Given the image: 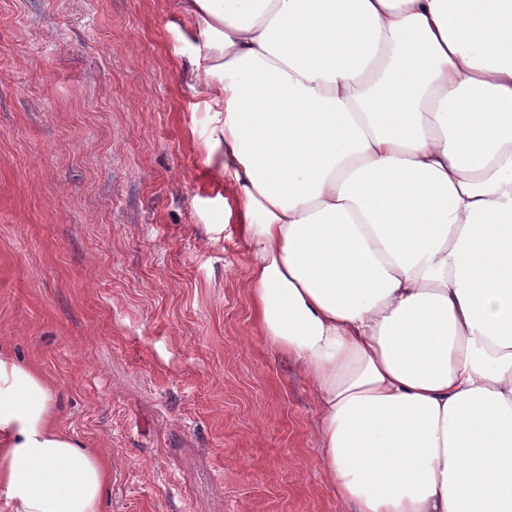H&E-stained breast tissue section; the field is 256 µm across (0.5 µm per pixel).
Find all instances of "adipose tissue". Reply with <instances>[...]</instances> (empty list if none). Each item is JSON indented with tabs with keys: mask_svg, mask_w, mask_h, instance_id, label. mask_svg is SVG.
<instances>
[{
	"mask_svg": "<svg viewBox=\"0 0 512 512\" xmlns=\"http://www.w3.org/2000/svg\"><path fill=\"white\" fill-rule=\"evenodd\" d=\"M265 343L338 512H512V0H176ZM0 344V512H100L106 461Z\"/></svg>",
	"mask_w": 512,
	"mask_h": 512,
	"instance_id": "1",
	"label": "adipose tissue"
}]
</instances>
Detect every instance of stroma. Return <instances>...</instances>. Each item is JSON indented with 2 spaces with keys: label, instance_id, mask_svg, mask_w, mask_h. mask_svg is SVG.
<instances>
[{
  "label": "stroma",
  "instance_id": "35a3bbf8",
  "mask_svg": "<svg viewBox=\"0 0 512 512\" xmlns=\"http://www.w3.org/2000/svg\"><path fill=\"white\" fill-rule=\"evenodd\" d=\"M174 0H0V341L104 455V512H336L317 396L257 332Z\"/></svg>",
  "mask_w": 512,
  "mask_h": 512
}]
</instances>
